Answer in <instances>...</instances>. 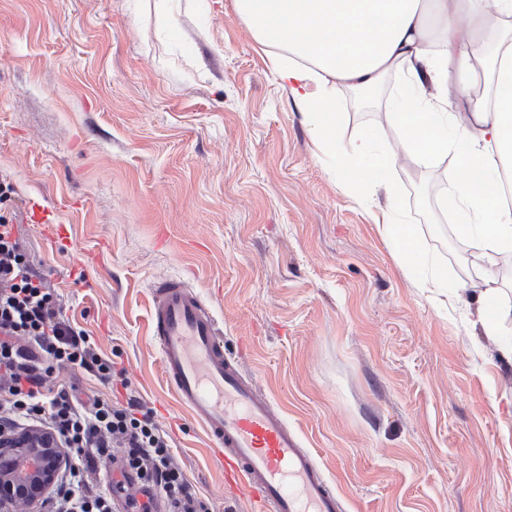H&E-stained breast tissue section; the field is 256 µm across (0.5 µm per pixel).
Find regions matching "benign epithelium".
Wrapping results in <instances>:
<instances>
[{
    "label": "benign epithelium",
    "instance_id": "benign-epithelium-1",
    "mask_svg": "<svg viewBox=\"0 0 512 512\" xmlns=\"http://www.w3.org/2000/svg\"><path fill=\"white\" fill-rule=\"evenodd\" d=\"M63 458L64 449L56 435L48 430L0 432V485L25 488L35 505L40 499V490L52 483L54 471Z\"/></svg>",
    "mask_w": 512,
    "mask_h": 512
}]
</instances>
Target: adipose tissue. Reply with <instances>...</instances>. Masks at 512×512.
<instances>
[{"label":"adipose tissue","mask_w":512,"mask_h":512,"mask_svg":"<svg viewBox=\"0 0 512 512\" xmlns=\"http://www.w3.org/2000/svg\"><path fill=\"white\" fill-rule=\"evenodd\" d=\"M493 2L489 11L481 0H236L282 87L307 114L318 150L334 161L344 191L365 205L369 189H382V234L405 266L426 263L419 287L443 289L445 269L426 261L411 226L396 217L392 158L375 151L374 132L350 147L338 144L337 88L371 89L387 74H401L388 122L411 158H457L442 204L485 264L478 302L487 336L512 314L497 302L495 274L501 255L512 252V207L501 202L503 174L512 172V0ZM463 18L466 40L457 30Z\"/></svg>","instance_id":"obj_1"}]
</instances>
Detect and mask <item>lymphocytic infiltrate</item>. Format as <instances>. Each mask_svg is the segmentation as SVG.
I'll list each match as a JSON object with an SVG mask.
<instances>
[{
	"label": "lymphocytic infiltrate",
	"mask_w": 512,
	"mask_h": 512,
	"mask_svg": "<svg viewBox=\"0 0 512 512\" xmlns=\"http://www.w3.org/2000/svg\"><path fill=\"white\" fill-rule=\"evenodd\" d=\"M62 368L129 385L125 369L73 327L19 226L0 215V431L49 429L72 453L42 496L45 512H208L140 398L58 384ZM114 458L120 477L102 485L99 462Z\"/></svg>",
	"instance_id": "1"
}]
</instances>
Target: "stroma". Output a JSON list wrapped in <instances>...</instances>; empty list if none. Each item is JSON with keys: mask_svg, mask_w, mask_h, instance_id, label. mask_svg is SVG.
<instances>
[{"mask_svg": "<svg viewBox=\"0 0 512 512\" xmlns=\"http://www.w3.org/2000/svg\"><path fill=\"white\" fill-rule=\"evenodd\" d=\"M394 92L337 89L344 145L391 149ZM455 164L391 171L400 221L464 288L443 307L375 223L384 192L367 208L338 185L235 0H0V183L28 253L210 512L257 510L168 388L157 279L204 299L344 512H512V319L477 321L483 263L439 205Z\"/></svg>", "mask_w": 512, "mask_h": 512, "instance_id": "35a3bbf8", "label": "stroma"}]
</instances>
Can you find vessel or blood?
<instances>
[{"mask_svg":"<svg viewBox=\"0 0 512 512\" xmlns=\"http://www.w3.org/2000/svg\"><path fill=\"white\" fill-rule=\"evenodd\" d=\"M150 334L177 402L199 422L228 476L263 512H342L340 498L282 411L226 354L223 331L177 279L155 282Z\"/></svg>","mask_w":512,"mask_h":512,"instance_id":"vessel-or-blood-1","label":"vessel or blood"}]
</instances>
